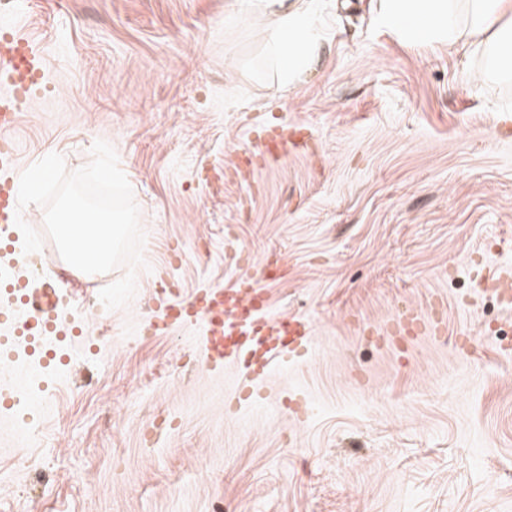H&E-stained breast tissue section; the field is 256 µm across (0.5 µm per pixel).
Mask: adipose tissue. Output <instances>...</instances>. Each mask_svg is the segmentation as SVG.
Here are the masks:
<instances>
[{
  "label": "adipose tissue",
  "mask_w": 512,
  "mask_h": 512,
  "mask_svg": "<svg viewBox=\"0 0 512 512\" xmlns=\"http://www.w3.org/2000/svg\"><path fill=\"white\" fill-rule=\"evenodd\" d=\"M243 12L277 18L270 53L281 84H294L318 52L317 20L296 0H230L229 15ZM375 22L425 44L472 38L492 71L512 77V0H381Z\"/></svg>",
  "instance_id": "1"
}]
</instances>
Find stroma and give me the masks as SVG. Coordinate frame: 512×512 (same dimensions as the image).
Here are the masks:
<instances>
[{"instance_id":"stroma-1","label":"stroma","mask_w":512,"mask_h":512,"mask_svg":"<svg viewBox=\"0 0 512 512\" xmlns=\"http://www.w3.org/2000/svg\"><path fill=\"white\" fill-rule=\"evenodd\" d=\"M378 0H302L322 46L291 86L267 62L271 17L225 21L227 0H16L47 72L12 132L21 168L68 171L109 143L145 234L123 308L51 264L44 281L89 317L86 372L33 369L56 388L17 410L29 441H0V512H512V307L477 295L512 266V83L482 81L464 43L378 28ZM285 121L308 147L251 159ZM280 260L272 309L313 326L302 360L245 398L208 372L191 332L144 331L156 275L182 295ZM439 338L377 327L406 309ZM193 362L192 373L183 366ZM36 469L23 470L19 459Z\"/></svg>"}]
</instances>
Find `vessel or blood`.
Returning <instances> with one entry per match:
<instances>
[{"mask_svg":"<svg viewBox=\"0 0 512 512\" xmlns=\"http://www.w3.org/2000/svg\"><path fill=\"white\" fill-rule=\"evenodd\" d=\"M0 42L6 45L0 52V267L23 268L21 276L0 281V358L11 357L23 345L52 360L56 353L48 349V340L83 334L85 320L80 317L62 327L55 318L61 295L55 291L32 293L27 282L37 263L55 258L56 250L47 237L41 252L24 253L16 235L19 154L8 138L20 122L19 104L30 96L31 82L43 77L45 63L42 52L20 26L1 31ZM296 146L294 135L283 124L260 137L258 152L263 160L276 161L293 153ZM280 277L278 269L265 263L255 274L240 277L231 285L201 288L185 297L164 279H156L148 329L155 336L198 330L204 366L220 374L226 365L242 364L245 377L240 389L252 392L275 364L299 356L310 334L301 318L272 313L266 286ZM393 329L398 334L407 331L421 336L445 333L440 321L417 315L397 320ZM19 391L14 375H0V420L13 422L11 402Z\"/></svg>","mask_w":512,"mask_h":512,"instance_id":"vessel-or-blood-1","label":"vessel or blood"}]
</instances>
